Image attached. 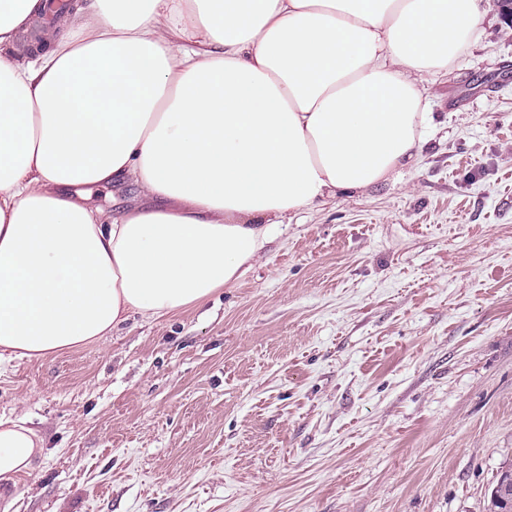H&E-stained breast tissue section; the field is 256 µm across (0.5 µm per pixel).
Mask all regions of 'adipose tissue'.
Listing matches in <instances>:
<instances>
[{"instance_id":"1","label":"adipose tissue","mask_w":512,"mask_h":512,"mask_svg":"<svg viewBox=\"0 0 512 512\" xmlns=\"http://www.w3.org/2000/svg\"><path fill=\"white\" fill-rule=\"evenodd\" d=\"M45 0H0V360L104 339L245 273L289 212L394 179L426 85L484 0H76L32 59ZM129 183L113 214L94 186ZM44 452L0 417V484Z\"/></svg>"}]
</instances>
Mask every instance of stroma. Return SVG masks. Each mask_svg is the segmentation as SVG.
I'll list each match as a JSON object with an SVG mask.
<instances>
[{
  "label": "stroma",
  "instance_id": "35a3bbf8",
  "mask_svg": "<svg viewBox=\"0 0 512 512\" xmlns=\"http://www.w3.org/2000/svg\"><path fill=\"white\" fill-rule=\"evenodd\" d=\"M393 181L288 214L235 284L0 362L44 453L0 512H489L512 461V20Z\"/></svg>",
  "mask_w": 512,
  "mask_h": 512
}]
</instances>
